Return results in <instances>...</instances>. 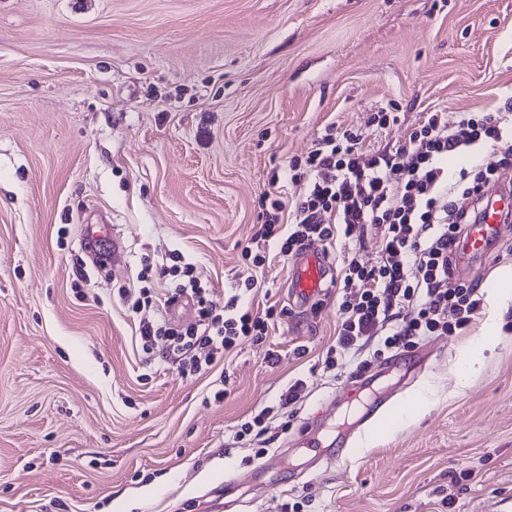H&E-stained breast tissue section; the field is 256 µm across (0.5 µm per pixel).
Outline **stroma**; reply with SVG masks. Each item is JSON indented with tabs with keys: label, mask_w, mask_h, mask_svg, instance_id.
Segmentation results:
<instances>
[{
	"label": "stroma",
	"mask_w": 512,
	"mask_h": 512,
	"mask_svg": "<svg viewBox=\"0 0 512 512\" xmlns=\"http://www.w3.org/2000/svg\"><path fill=\"white\" fill-rule=\"evenodd\" d=\"M510 97L512 0H0V512H512V304L459 379L512 267V223L463 275L483 296L469 325L420 341L423 370L366 369L394 398L349 454H300L263 484L255 467L351 384L322 364L336 288L294 307L292 260L271 255L249 298L275 309L265 341L194 376L145 363L119 294L179 259L223 298L271 176L292 203L288 162L328 125L392 149L427 113ZM383 109L398 120L381 129ZM295 378L308 396L273 419L277 440L232 446ZM497 320L495 312L489 316L485 323L482 338L478 341L474 350L465 355V362L473 373L479 370L482 363L483 350H491L494 348L495 336H497L498 333Z\"/></svg>",
	"instance_id": "35a3bbf8"
}]
</instances>
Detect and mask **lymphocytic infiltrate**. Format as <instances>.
<instances>
[{
  "mask_svg": "<svg viewBox=\"0 0 512 512\" xmlns=\"http://www.w3.org/2000/svg\"><path fill=\"white\" fill-rule=\"evenodd\" d=\"M493 142L502 150L501 171L512 169V104L503 111L449 122L447 113H429L415 128L408 145L371 151L351 130L327 128L315 149L288 163L300 193L286 205L274 192L259 198L261 224L241 250L244 271L223 302L203 296L192 265L165 268L171 285L165 296L142 286L130 305L139 315L146 361L178 362L181 373L212 367L218 356L244 337L262 342L273 310L258 314L244 307V297L258 286L257 269L270 247L287 256L312 243L332 244L338 236L366 234L377 227L380 261L369 266L357 256L345 258L339 280L340 321L336 343L324 358L326 370L354 358H367L416 347L426 336L453 335L464 329L482 304L477 284L456 280L454 268L466 225L478 211L459 207L457 196L482 199L501 171L463 166L449 175L448 160L462 148ZM292 222H285V210ZM192 295L200 317L197 326L178 330L146 312ZM306 383L295 380L278 404L265 407L235 431L233 444H247L269 431L274 411L295 409L305 398Z\"/></svg>",
  "mask_w": 512,
  "mask_h": 512,
  "instance_id": "obj_1",
  "label": "lymphocytic infiltrate"
}]
</instances>
